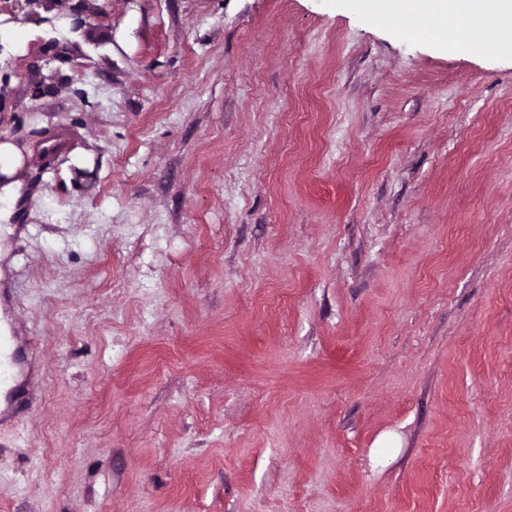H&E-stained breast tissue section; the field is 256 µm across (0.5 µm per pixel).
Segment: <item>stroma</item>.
Returning <instances> with one entry per match:
<instances>
[{
  "label": "stroma",
  "mask_w": 512,
  "mask_h": 512,
  "mask_svg": "<svg viewBox=\"0 0 512 512\" xmlns=\"http://www.w3.org/2000/svg\"><path fill=\"white\" fill-rule=\"evenodd\" d=\"M0 22V512H512V54L336 0ZM25 155L10 141L0 142V202L9 206L6 218L13 212L14 204L21 195V182L15 175L24 165ZM2 182V186H1ZM21 345L22 336L13 321L6 320L2 325L0 319V386L16 382L22 374L23 367L17 358Z\"/></svg>",
  "instance_id": "obj_1"
}]
</instances>
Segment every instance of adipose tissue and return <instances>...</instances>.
Wrapping results in <instances>:
<instances>
[{
	"instance_id": "obj_1",
	"label": "adipose tissue",
	"mask_w": 512,
	"mask_h": 512,
	"mask_svg": "<svg viewBox=\"0 0 512 512\" xmlns=\"http://www.w3.org/2000/svg\"><path fill=\"white\" fill-rule=\"evenodd\" d=\"M372 19H428L439 30L438 42L452 45L454 25L473 19L483 20L493 37L512 33V0H371ZM21 149L9 141L0 142V202L14 205L21 195L16 174L24 164Z\"/></svg>"
}]
</instances>
